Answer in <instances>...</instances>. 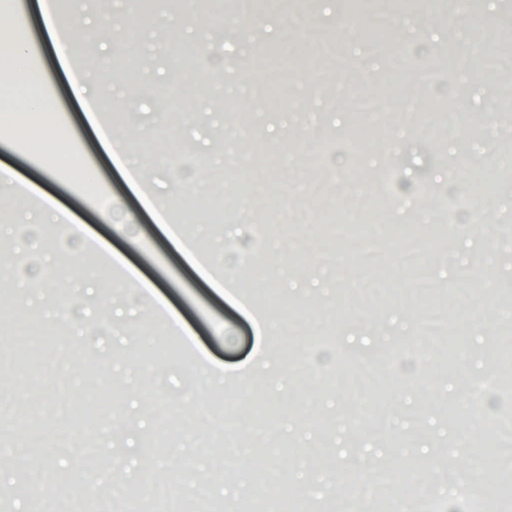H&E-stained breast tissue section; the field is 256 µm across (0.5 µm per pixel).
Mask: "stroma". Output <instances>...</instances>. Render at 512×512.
<instances>
[{"label": "stroma", "instance_id": "obj_1", "mask_svg": "<svg viewBox=\"0 0 512 512\" xmlns=\"http://www.w3.org/2000/svg\"><path fill=\"white\" fill-rule=\"evenodd\" d=\"M107 6L104 17L60 0L63 15L82 14L76 43L87 29L102 33L92 64L107 76L97 89L120 90L123 102L113 136L154 195L187 216L189 235L223 243L217 268L251 303L267 301L281 332L261 341L159 234L71 97L72 75L39 16L27 13L56 111L28 109V75L0 80V161L122 251L195 342L172 336L110 267L77 254L64 226H10L0 236L16 254L0 271V444L21 455L0 460L10 512H139L109 491L113 470L142 500L162 492L167 512H287L283 484L302 485V512H371L379 493L382 512H466L476 490L505 475L475 456L482 425L472 411L512 402L458 385L498 376L481 347L501 330L512 261L489 267L472 253L483 240L512 242V102L489 94L495 70L437 69L431 50L452 32L462 50H484L491 28L512 37V0H257L237 33L224 28L233 0H182L190 25L160 53L155 33L177 12L163 0L148 16L124 0ZM197 73L203 81L185 87ZM256 74L258 97L248 84ZM451 87L460 96L446 112ZM363 100L382 111L359 109ZM75 154L97 172L95 197L61 164ZM365 166L383 172L379 215L393 232L376 265L360 212L371 196ZM46 168L55 180H44ZM483 171L499 175L495 201L478 189ZM448 202L461 206L459 223L443 222ZM215 211L223 222L212 223ZM414 250L423 270L405 261ZM116 307L124 323L113 336ZM436 316L442 334L423 331ZM445 338L460 352L452 370L437 355ZM261 342L266 374L220 389L193 374L200 360L241 365ZM371 355L398 356L399 373L377 368L373 390L334 387L337 358ZM146 363L160 374L145 375ZM112 386V402L96 405L97 388ZM355 413L352 432L344 420ZM350 481L359 495H346Z\"/></svg>", "mask_w": 512, "mask_h": 512}]
</instances>
